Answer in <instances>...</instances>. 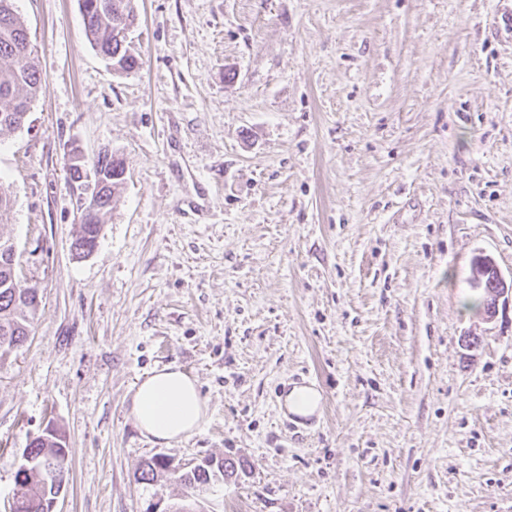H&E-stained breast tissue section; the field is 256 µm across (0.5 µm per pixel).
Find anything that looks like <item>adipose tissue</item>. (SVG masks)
<instances>
[{"mask_svg": "<svg viewBox=\"0 0 512 512\" xmlns=\"http://www.w3.org/2000/svg\"><path fill=\"white\" fill-rule=\"evenodd\" d=\"M131 416L153 442L168 444L198 431L206 406L195 379L166 366L145 375L131 400Z\"/></svg>", "mask_w": 512, "mask_h": 512, "instance_id": "ef3b65f1", "label": "adipose tissue"}]
</instances>
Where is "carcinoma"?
Listing matches in <instances>:
<instances>
[{
  "label": "carcinoma",
  "instance_id": "carcinoma-1",
  "mask_svg": "<svg viewBox=\"0 0 512 512\" xmlns=\"http://www.w3.org/2000/svg\"><path fill=\"white\" fill-rule=\"evenodd\" d=\"M84 35L90 45L110 65L123 72L135 70L141 62L119 48L117 19L124 18L134 24L132 0H80ZM42 78L29 41L28 29L13 7V0H0V131L21 126V116L30 110L31 103L41 88ZM94 168L103 184L105 202L97 209L81 211V232L75 239L77 253L95 247L103 224V216L123 184L125 167L122 159L110 155L97 158ZM19 258L0 251V358L25 343L32 333L34 315L39 307V295L34 288H19L14 284ZM27 449L34 464L27 470H17L15 485L20 495L14 512H44L43 502L54 495V484L44 483L39 466L60 457L71 456V450L61 436L41 433L29 439ZM171 467V461L162 455L145 460L139 484L150 486ZM236 464L230 459H208V464L194 470L182 471L176 476L186 489L193 492L203 484L213 483L235 472Z\"/></svg>",
  "mask_w": 512,
  "mask_h": 512
}]
</instances>
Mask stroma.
<instances>
[{
	"instance_id": "stroma-1",
	"label": "stroma",
	"mask_w": 512,
	"mask_h": 512,
	"mask_svg": "<svg viewBox=\"0 0 512 512\" xmlns=\"http://www.w3.org/2000/svg\"><path fill=\"white\" fill-rule=\"evenodd\" d=\"M139 70L78 0H14L42 90L0 132V237L42 304L0 362V512L29 437L71 450L56 512L183 503L147 458H230L207 512H512V40L502 0H133ZM123 158L87 256L71 153ZM477 337L470 346L466 337ZM176 366L207 420L171 444L130 415ZM317 378L320 424L280 413ZM479 266L481 269H491V265L494 266V271L497 279V288L495 291L490 293L485 308L482 309L483 317L486 321H493L499 313V307L506 306L512 302V279L509 282L502 276L498 267L494 265L492 258L488 256H482L478 258ZM172 462L162 455H154L145 460L140 468V475L135 476L137 484H144L145 487L154 485L157 475L163 474L171 467Z\"/></svg>"
}]
</instances>
